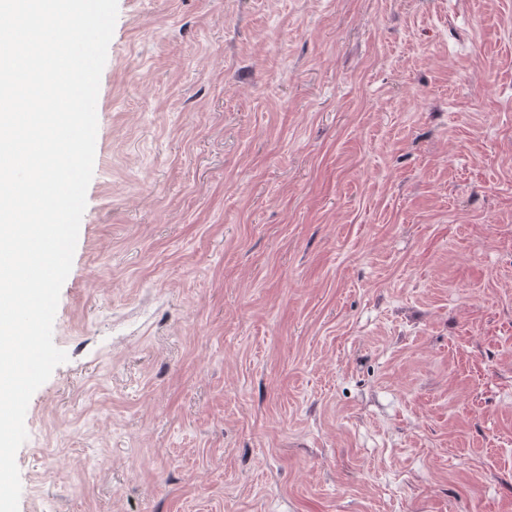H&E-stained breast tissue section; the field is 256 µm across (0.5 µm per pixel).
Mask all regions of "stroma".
Masks as SVG:
<instances>
[{
	"instance_id": "1",
	"label": "stroma",
	"mask_w": 512,
	"mask_h": 512,
	"mask_svg": "<svg viewBox=\"0 0 512 512\" xmlns=\"http://www.w3.org/2000/svg\"><path fill=\"white\" fill-rule=\"evenodd\" d=\"M19 512H512V0H118Z\"/></svg>"
}]
</instances>
